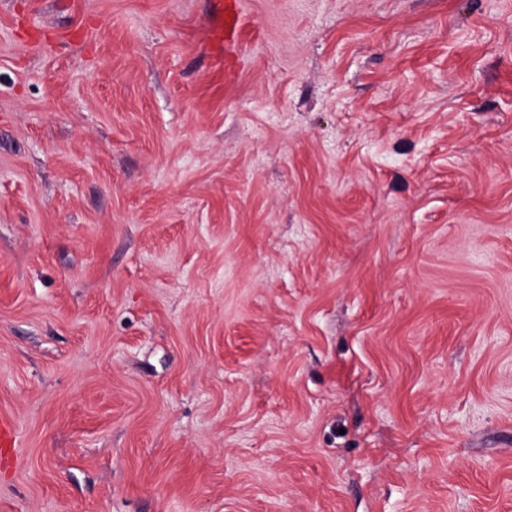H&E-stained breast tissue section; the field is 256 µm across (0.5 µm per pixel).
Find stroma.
Returning a JSON list of instances; mask_svg holds the SVG:
<instances>
[{
    "instance_id": "stroma-1",
    "label": "stroma",
    "mask_w": 512,
    "mask_h": 512,
    "mask_svg": "<svg viewBox=\"0 0 512 512\" xmlns=\"http://www.w3.org/2000/svg\"><path fill=\"white\" fill-rule=\"evenodd\" d=\"M0 0V512H512V0ZM215 2L214 14L209 19L210 43L215 56L227 69L232 67L228 48L234 43L241 27L239 0H212ZM230 13V16H227ZM17 457L14 427L12 423L0 417V460L9 464Z\"/></svg>"
}]
</instances>
